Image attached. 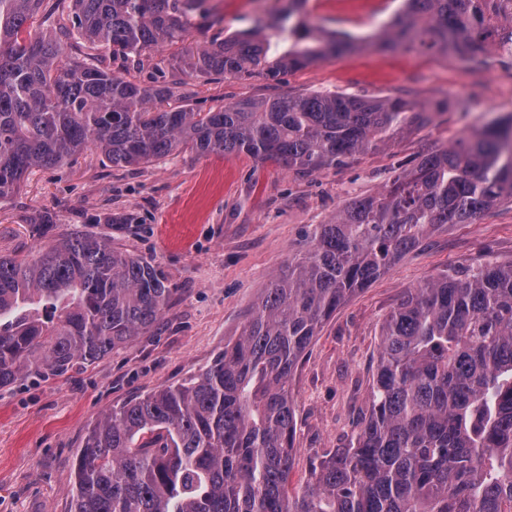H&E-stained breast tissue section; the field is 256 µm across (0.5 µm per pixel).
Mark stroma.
I'll return each mask as SVG.
<instances>
[{
	"instance_id": "1",
	"label": "stroma",
	"mask_w": 512,
	"mask_h": 512,
	"mask_svg": "<svg viewBox=\"0 0 512 512\" xmlns=\"http://www.w3.org/2000/svg\"><path fill=\"white\" fill-rule=\"evenodd\" d=\"M284 4L208 0L211 25L193 30L192 39L204 44L249 29ZM306 10L331 31L366 36L379 27L370 0H308ZM191 89L194 108L204 111L276 94L408 92L428 104L432 119L347 166L310 176L235 154L184 153L115 169L88 151L72 163L34 170L0 203L1 255L37 251L65 233L107 237L149 262L172 299L150 334L102 362L0 389V512H69L77 456L103 413L199 375L237 339L262 288L302 252L318 225L351 199L382 190L431 150L512 112V66L498 64L492 77L419 50H356L275 82L199 78ZM43 212L52 225L32 233L30 218ZM487 260L512 262V205L474 224L432 230L325 324L291 384L297 421L291 484L302 483L311 460L356 431L381 323L403 292Z\"/></svg>"
}]
</instances>
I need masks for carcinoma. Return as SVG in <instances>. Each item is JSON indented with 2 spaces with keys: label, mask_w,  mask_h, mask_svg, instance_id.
Here are the masks:
<instances>
[{
  "label": "carcinoma",
  "mask_w": 512,
  "mask_h": 512,
  "mask_svg": "<svg viewBox=\"0 0 512 512\" xmlns=\"http://www.w3.org/2000/svg\"><path fill=\"white\" fill-rule=\"evenodd\" d=\"M43 0H0V200L35 168L89 147L112 167L189 152L245 154L302 176L342 167L427 122L403 96L288 93L203 111L176 85L276 79L357 48L424 49L484 66L512 56V0H401L367 39L310 23L307 0L270 22L185 45L207 0H71L53 37ZM177 47L183 78L127 74ZM512 204V116L427 154L346 204L276 274L199 377L103 414L80 452L71 512H512V264L484 262L407 289L381 325L357 433L290 494L291 378L323 326L427 233ZM171 289L109 238L67 234L0 255V386L62 377L146 335Z\"/></svg>",
  "instance_id": "obj_1"
}]
</instances>
